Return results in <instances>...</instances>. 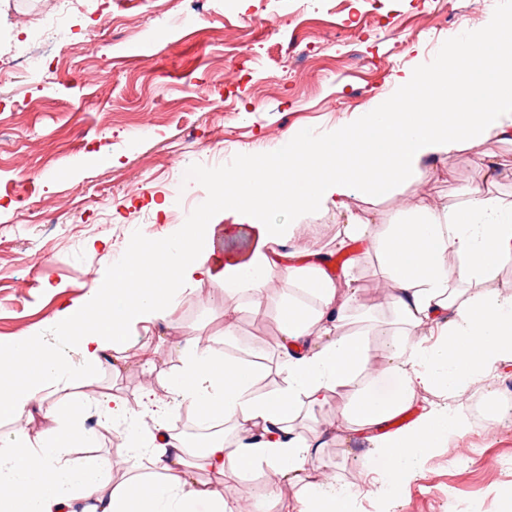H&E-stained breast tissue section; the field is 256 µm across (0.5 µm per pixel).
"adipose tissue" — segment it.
<instances>
[{"mask_svg":"<svg viewBox=\"0 0 512 512\" xmlns=\"http://www.w3.org/2000/svg\"><path fill=\"white\" fill-rule=\"evenodd\" d=\"M396 85L393 99L369 102L352 124L291 135L276 153L247 152L234 167L200 173L213 209L248 219L246 253L217 257V239L233 231L228 224H181L161 239L138 235L107 285L59 311L61 345L7 342L0 418L22 424L38 417L49 428L37 442L20 432L0 436V512H242L240 502L198 480L202 469L235 476L261 470L298 486V512H352L354 494L331 469L306 479V464L329 433L297 435L301 411L328 408L331 394L346 391L341 441L356 449V462L389 502L422 477L436 449L471 428V387L512 367V284L502 279L512 265V200L476 190L451 206L413 210L401 224L351 213L347 202L425 181L440 156L489 136L512 138V12L497 11L481 33L451 42L437 66L398 77ZM278 209L288 210L291 223L270 222ZM329 209L337 249L367 244L336 276L327 260L294 247L306 216ZM366 256L390 285L385 302L394 316L376 371L364 345L374 317L358 303L351 271ZM275 276L290 288L269 301L264 289ZM201 281L248 295L255 317L277 310L283 385L257 392L266 365L217 355L210 338L186 331L183 362L168 377L165 398L149 388L134 408L106 390L55 400L58 387L82 380L86 369L107 363L121 372L131 328L169 323L183 286ZM68 349L78 364L66 359ZM420 390L434 392L436 403L416 407ZM183 408L240 426L234 447L217 437L192 454L168 428ZM413 408L411 423L390 429ZM90 409L101 428L128 431V476L108 491L107 459H68L73 447L95 442L83 424Z\"/></svg>","mask_w":512,"mask_h":512,"instance_id":"ef3b65f1","label":"adipose tissue"}]
</instances>
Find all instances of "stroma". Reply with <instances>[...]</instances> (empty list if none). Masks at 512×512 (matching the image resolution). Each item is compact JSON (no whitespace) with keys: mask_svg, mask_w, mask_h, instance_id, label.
Returning <instances> with one entry per match:
<instances>
[{"mask_svg":"<svg viewBox=\"0 0 512 512\" xmlns=\"http://www.w3.org/2000/svg\"><path fill=\"white\" fill-rule=\"evenodd\" d=\"M479 3L440 0L430 14L422 0H83L65 12L59 0H0L1 42L40 41L57 18L71 41L51 67L22 70L0 88V342L52 340L62 306L101 288L128 251V226L162 237L190 207L199 221L234 225L227 247L247 249L244 218L202 209L209 187L197 173L223 170L249 150L275 152L289 133L346 124L370 100L392 97L394 75L423 71L452 39L485 26ZM237 62L238 82L226 83L225 67ZM87 67L103 71L100 84L81 83ZM18 149L31 156L24 174L6 164ZM484 159L501 173L492 194L512 198V143L492 137L438 162L427 181L382 198L361 195L349 207L392 224L416 205L460 202L482 187ZM164 202L168 211L158 212ZM307 224L295 242L301 254L334 250V214H312ZM35 253L42 261L33 267ZM216 294L208 281L187 285L174 321L210 337L221 354L247 359L261 346L270 386L281 384L277 328L258 334L245 302ZM228 309L237 322L229 343ZM158 333L132 328L124 351L131 370L101 365L87 375L89 389L137 404L144 373L158 383L182 364L181 350L158 346ZM489 390L493 429L472 426L435 450L425 477L390 512H471L475 503L498 512L512 489V373L473 388ZM321 455L355 493L356 512H378L376 485L341 441L329 440Z\"/></svg>","mask_w":512,"mask_h":512,"instance_id":"1","label":"stroma"}]
</instances>
